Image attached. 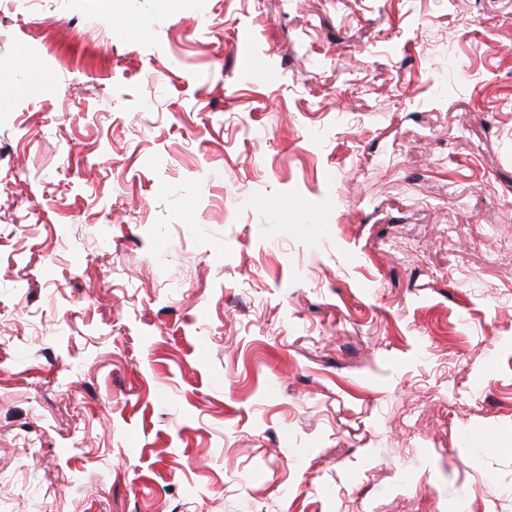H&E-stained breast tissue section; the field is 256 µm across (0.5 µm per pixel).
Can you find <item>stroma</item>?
<instances>
[{
	"label": "stroma",
	"mask_w": 512,
	"mask_h": 512,
	"mask_svg": "<svg viewBox=\"0 0 512 512\" xmlns=\"http://www.w3.org/2000/svg\"><path fill=\"white\" fill-rule=\"evenodd\" d=\"M0 78V512H512V0H0Z\"/></svg>",
	"instance_id": "1"
}]
</instances>
